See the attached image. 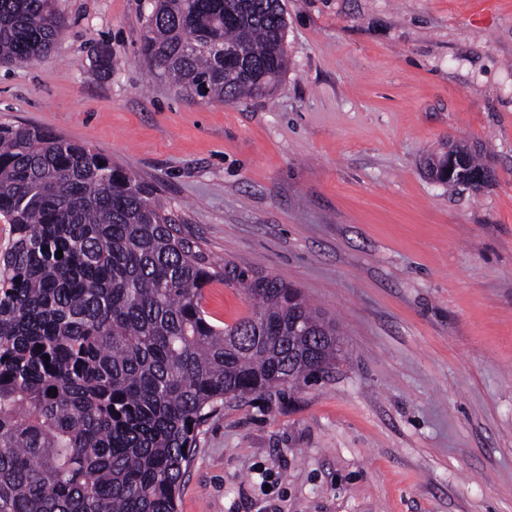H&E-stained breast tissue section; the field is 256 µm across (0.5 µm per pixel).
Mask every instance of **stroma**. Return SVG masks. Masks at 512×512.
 Here are the masks:
<instances>
[{"instance_id":"stroma-1","label":"stroma","mask_w":512,"mask_h":512,"mask_svg":"<svg viewBox=\"0 0 512 512\" xmlns=\"http://www.w3.org/2000/svg\"><path fill=\"white\" fill-rule=\"evenodd\" d=\"M56 6L52 52L0 67V124L105 154L340 331L332 372L202 427L177 512H512V0H284L286 76L229 104L144 61L151 0ZM450 141L484 188L427 177ZM202 306L251 311L220 283Z\"/></svg>"}]
</instances>
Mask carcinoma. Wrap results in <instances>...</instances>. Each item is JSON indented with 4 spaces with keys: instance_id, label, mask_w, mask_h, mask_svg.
Returning <instances> with one entry per match:
<instances>
[{
    "instance_id": "carcinoma-1",
    "label": "carcinoma",
    "mask_w": 512,
    "mask_h": 512,
    "mask_svg": "<svg viewBox=\"0 0 512 512\" xmlns=\"http://www.w3.org/2000/svg\"><path fill=\"white\" fill-rule=\"evenodd\" d=\"M63 26L55 0H0V64L39 60ZM286 28L281 0H153L142 53L187 95L261 98L288 71ZM485 168L469 150L457 170ZM0 216V512H176L224 401L336 359V324L297 289L236 263L224 278L183 216L85 144L1 125ZM219 282L250 314L208 320Z\"/></svg>"
}]
</instances>
